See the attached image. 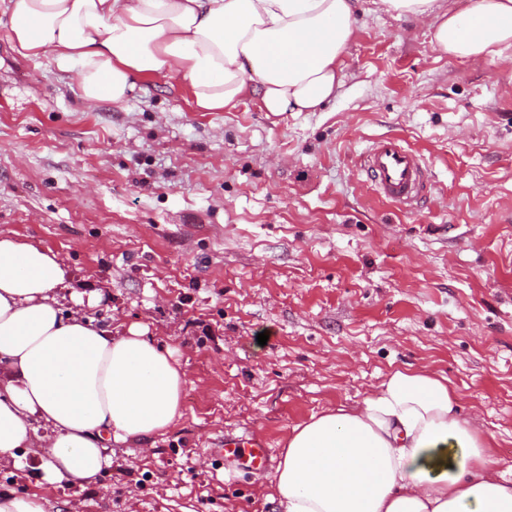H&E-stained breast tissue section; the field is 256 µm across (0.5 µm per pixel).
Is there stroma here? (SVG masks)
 Segmentation results:
<instances>
[{"label":"stroma","instance_id":"1","mask_svg":"<svg viewBox=\"0 0 512 512\" xmlns=\"http://www.w3.org/2000/svg\"><path fill=\"white\" fill-rule=\"evenodd\" d=\"M359 9L316 112L251 97L201 112L155 77L90 104L76 73L21 56L0 25V236L52 249L73 286L102 290L90 316L147 325L187 374L177 422L114 449L97 482L42 481L31 453L0 488L47 512H279L292 429L408 365L448 378L512 479V46L454 59L381 0ZM385 136L429 169L415 210L358 166ZM245 433L268 441L269 470L213 455Z\"/></svg>","mask_w":512,"mask_h":512}]
</instances>
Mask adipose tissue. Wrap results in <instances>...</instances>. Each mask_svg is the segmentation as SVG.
<instances>
[{
    "label": "adipose tissue",
    "mask_w": 512,
    "mask_h": 512,
    "mask_svg": "<svg viewBox=\"0 0 512 512\" xmlns=\"http://www.w3.org/2000/svg\"><path fill=\"white\" fill-rule=\"evenodd\" d=\"M432 19V43L455 59L512 46V0L436 13L435 0H382ZM358 0H0L16 51L76 72L86 102L125 100L136 79L178 77L195 108L250 93L267 112H314L334 96L356 31ZM51 249L0 237V464L43 449L49 483H94L112 448L164 432L186 377L143 324L115 333L72 291ZM458 411L446 377L391 371L358 407L293 428L273 486L280 512H512V480Z\"/></svg>",
    "instance_id": "adipose-tissue-1"
}]
</instances>
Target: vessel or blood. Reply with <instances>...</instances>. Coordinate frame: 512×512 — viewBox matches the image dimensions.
Returning a JSON list of instances; mask_svg holds the SVG:
<instances>
[{
  "mask_svg": "<svg viewBox=\"0 0 512 512\" xmlns=\"http://www.w3.org/2000/svg\"><path fill=\"white\" fill-rule=\"evenodd\" d=\"M367 183L381 197L409 209L427 188V168L421 156L397 137H384L361 160ZM227 466L263 472L269 464L266 440L258 434L228 435L220 450Z\"/></svg>",
  "mask_w": 512,
  "mask_h": 512,
  "instance_id": "1",
  "label": "vessel or blood"
}]
</instances>
